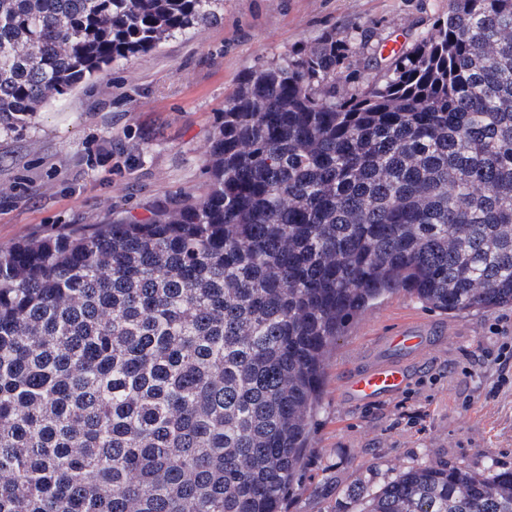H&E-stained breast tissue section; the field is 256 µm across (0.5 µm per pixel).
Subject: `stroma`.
Returning <instances> with one entry per match:
<instances>
[{
	"mask_svg": "<svg viewBox=\"0 0 512 512\" xmlns=\"http://www.w3.org/2000/svg\"><path fill=\"white\" fill-rule=\"evenodd\" d=\"M448 0H224L219 18L120 59L0 129V246L157 202L200 196L208 181L217 112L237 79L326 33L368 29L370 44H410ZM369 46L353 45L357 56ZM424 330L419 355L397 353L405 389L372 403L346 387L386 358L390 333ZM512 336V308L448 315L398 294L370 307L338 339L314 423V448L285 512H334L356 481L382 485L395 470L435 461L512 468V363L496 374L488 354Z\"/></svg>",
	"mask_w": 512,
	"mask_h": 512,
	"instance_id": "stroma-1",
	"label": "stroma"
}]
</instances>
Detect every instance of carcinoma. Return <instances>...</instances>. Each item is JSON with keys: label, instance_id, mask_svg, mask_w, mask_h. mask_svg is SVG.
Returning a JSON list of instances; mask_svg holds the SVG:
<instances>
[{"label": "carcinoma", "instance_id": "cac0c4a2", "mask_svg": "<svg viewBox=\"0 0 512 512\" xmlns=\"http://www.w3.org/2000/svg\"><path fill=\"white\" fill-rule=\"evenodd\" d=\"M222 2L0 0V126ZM363 36L243 74L204 195L0 248V512H282L364 311L512 306V0ZM351 512H512V469H399Z\"/></svg>", "mask_w": 512, "mask_h": 512}]
</instances>
